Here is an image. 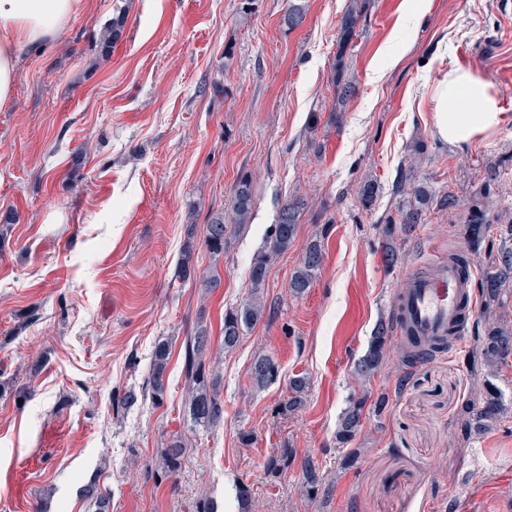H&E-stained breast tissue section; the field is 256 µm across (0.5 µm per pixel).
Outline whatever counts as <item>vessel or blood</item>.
I'll return each instance as SVG.
<instances>
[{"instance_id": "1", "label": "vessel or blood", "mask_w": 512, "mask_h": 512, "mask_svg": "<svg viewBox=\"0 0 512 512\" xmlns=\"http://www.w3.org/2000/svg\"><path fill=\"white\" fill-rule=\"evenodd\" d=\"M471 293V277L456 263L440 258L430 274L408 277L396 296L398 334L423 343L461 345L476 313L475 305L463 303Z\"/></svg>"}]
</instances>
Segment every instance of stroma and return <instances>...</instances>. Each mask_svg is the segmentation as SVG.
Returning a JSON list of instances; mask_svg holds the SVG:
<instances>
[{
    "instance_id": "35a3bbf8",
    "label": "stroma",
    "mask_w": 512,
    "mask_h": 512,
    "mask_svg": "<svg viewBox=\"0 0 512 512\" xmlns=\"http://www.w3.org/2000/svg\"><path fill=\"white\" fill-rule=\"evenodd\" d=\"M292 2L80 0L51 43L19 50L0 106V512H88L93 482L109 512H197L203 501L238 512L242 484L251 512H512V358L490 379L466 348L409 367L395 340L369 384L353 374L407 270L452 248L481 270L497 255L498 237L472 251L460 229L476 207L492 223L512 217V123L447 145L429 87L439 68L477 71L512 114V0H367L347 58L356 93L337 114L332 67L350 0H303L291 29ZM120 16L122 36L103 54L101 35ZM417 148V180L458 205L432 204L421 224L396 229L404 261L389 270L381 229ZM489 166L500 176L485 197ZM243 174L255 205L237 229L231 188ZM370 179L379 193L366 209L358 192ZM293 195L306 207L270 264L272 310L225 351L224 314L248 298L252 260ZM212 213L231 227L218 257L203 245ZM316 241L324 261L293 293ZM189 244L198 269L218 270V288L179 279ZM200 326L224 402L211 429L194 425L185 402L182 344ZM162 341L171 354L156 401L144 388ZM260 355L280 376L257 389L249 372ZM298 373L310 380L306 402L281 413ZM488 379L504 415L464 435ZM130 391L135 402L114 410ZM360 395L388 401L368 408L347 465L336 427ZM177 440L185 464L168 478L160 454ZM284 446L315 462L317 495L300 466L268 475Z\"/></svg>"
}]
</instances>
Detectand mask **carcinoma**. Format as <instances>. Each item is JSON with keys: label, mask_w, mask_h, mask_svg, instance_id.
<instances>
[{"label": "carcinoma", "mask_w": 512, "mask_h": 512, "mask_svg": "<svg viewBox=\"0 0 512 512\" xmlns=\"http://www.w3.org/2000/svg\"><path fill=\"white\" fill-rule=\"evenodd\" d=\"M362 10L353 4L348 6L340 22L337 50V74L333 76L336 84L337 106L333 111L340 112L351 94V83L344 80L342 63L345 55L354 46L357 38ZM416 165L412 164L402 174L399 186L409 185L414 202L408 207L398 209L399 224H416L420 222L423 208L431 200L428 189L416 183L414 173ZM378 185L373 181L365 182L359 190L361 205L369 209L377 197ZM254 206L253 181L246 174L237 178L232 191V210L235 224L246 223ZM302 203L296 198L285 199L279 208L272 234L264 250L258 253L250 270L251 293L246 302L224 314V349L232 350L238 344L245 328L259 321L265 312L263 290L269 270L271 256L288 250L297 235L300 209ZM503 234L496 261L482 272L478 288L484 298L485 311L477 319L474 330L476 343L472 362L480 364L482 370L494 375L505 357L512 354V327L494 317V308L500 305L501 290L512 283V221L502 226H493L484 218V211L473 209L464 224V235L474 247L481 245L491 231ZM393 225L387 224L383 230V258L387 265L395 266L401 261V255L393 246ZM228 225L224 224V213H213L204 225L203 244L209 254H224ZM323 253L319 244H312L305 252L300 267L294 272L290 288L300 293L311 284L312 273L322 264ZM390 324L381 322L364 352L354 365V372L360 381H368L380 370L390 346ZM208 346L205 330H200L186 337L184 346V376L186 400L193 422L203 427H215L224 422V403L215 384L210 382L205 370L203 353ZM169 347L162 342L158 345L151 367L149 384L152 397L162 398L165 390V373L169 360ZM279 376L278 365L274 360L262 355L258 357L251 369L252 383L264 387L274 383ZM309 389V380L296 376L289 383L288 396L281 402L284 412L298 410L305 401ZM365 409V397L360 396L350 401L343 412L336 430V441L340 445L350 443L359 433ZM504 412L501 393L489 383H484L479 408L469 411V418L463 423L467 432H484L499 419ZM296 452L293 448H280L267 461V471L277 477L293 464ZM183 461V446L178 444L162 455V469L172 474L177 472Z\"/></svg>", "instance_id": "carcinoma-1"}]
</instances>
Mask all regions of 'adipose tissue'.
<instances>
[{"label":"adipose tissue","instance_id":"adipose-tissue-1","mask_svg":"<svg viewBox=\"0 0 512 512\" xmlns=\"http://www.w3.org/2000/svg\"><path fill=\"white\" fill-rule=\"evenodd\" d=\"M79 0H0V105L10 101L17 54L52 40L75 16ZM434 128L444 143L458 147L490 137L505 120L493 86L477 71L442 68L432 79Z\"/></svg>","mask_w":512,"mask_h":512}]
</instances>
